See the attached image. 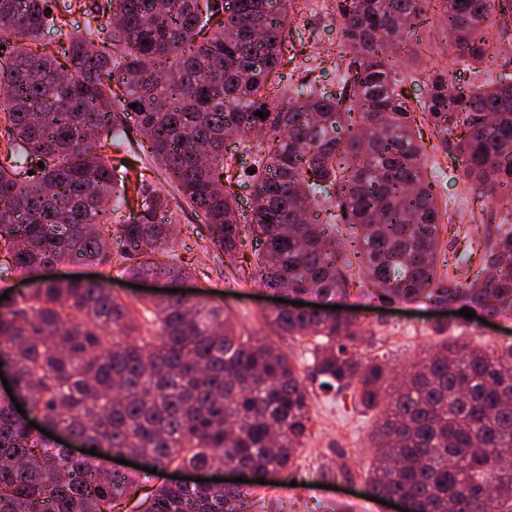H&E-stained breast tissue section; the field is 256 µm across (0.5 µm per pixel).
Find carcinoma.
Segmentation results:
<instances>
[{"label": "carcinoma", "instance_id": "obj_1", "mask_svg": "<svg viewBox=\"0 0 512 512\" xmlns=\"http://www.w3.org/2000/svg\"><path fill=\"white\" fill-rule=\"evenodd\" d=\"M106 2L87 10L61 62L31 45L72 2L0 0V243L34 282L0 310V363L14 381L0 400V512H116L135 497L141 512H252L251 483L148 491L153 474H118L71 453L32 430L16 401L105 457L131 454L161 471L218 458L259 477L286 472L307 438L308 391L268 337L244 340L222 306L184 296L150 300L143 330L112 295L114 261L158 254L123 272L187 277L174 263L167 197L105 159L121 147V111L216 248L234 257L249 231L260 245L256 278L323 304L264 314L279 333L319 338L312 369L321 386L354 388L366 410L387 403L370 435L368 495L402 499L411 512H512V344L490 353L445 339L396 387L385 364L360 353L357 323L330 309L356 283L386 305L512 316V197L497 195L512 187V75L451 93L448 68L436 67L415 108L402 87L407 36L431 3L457 59L476 69L490 54L487 26L509 31L512 0H336L345 48L336 94L308 80L280 103L264 90L294 45L295 0H237L230 12L224 0ZM418 110L498 219L470 282L438 266L444 215L416 137ZM257 132L273 145L255 152L242 224L220 183L240 177L224 152L229 139ZM132 201L133 213L113 222ZM339 224L356 230L354 274ZM72 259L105 272L98 281L46 276Z\"/></svg>", "mask_w": 512, "mask_h": 512}]
</instances>
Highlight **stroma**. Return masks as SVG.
I'll use <instances>...</instances> for the list:
<instances>
[{
  "mask_svg": "<svg viewBox=\"0 0 512 512\" xmlns=\"http://www.w3.org/2000/svg\"><path fill=\"white\" fill-rule=\"evenodd\" d=\"M294 26L299 39L315 38V59L296 58L284 65L283 83L270 88L271 97L288 96L289 84H300L316 77L321 91L336 90V64L339 60L340 30L336 20V0H322L318 8H304L296 14ZM413 45L416 57L411 67L416 71L447 65L452 57L448 35L437 10H429L427 21L416 30ZM429 179L435 193L446 203V217L451 227L445 230L440 257L459 267L462 279H474L483 249V228L491 223L492 207H481L476 188L461 179L459 171L450 169L449 160L439 148L440 141L427 124H420ZM176 262L189 276L179 282L154 279L149 289L131 287L126 274L113 275L112 292L124 300L136 320H143L150 298V288H176L192 298L223 305L238 325L241 336H266L270 330L263 315L274 305V294L252 279L256 244L245 237L239 251L240 262L232 266L227 256L213 247L208 232L194 210L181 196L171 200ZM342 304L356 315L366 336L364 356L388 365L394 375H402L410 363L427 357L438 337L427 305L400 303L383 305L350 289ZM449 336L473 347L498 350L512 343V319H499L486 326L460 315H448ZM274 343L293 362L309 391L310 429L303 448L298 452L291 473L273 474L269 485L255 488L261 504L254 512H335L348 505L349 512H389V508L366 496L364 482L371 463L368 436L375 422L374 413L363 412L351 391L322 388L311 370L315 337L275 338Z\"/></svg>",
  "mask_w": 512,
  "mask_h": 512,
  "instance_id": "1",
  "label": "stroma"
}]
</instances>
